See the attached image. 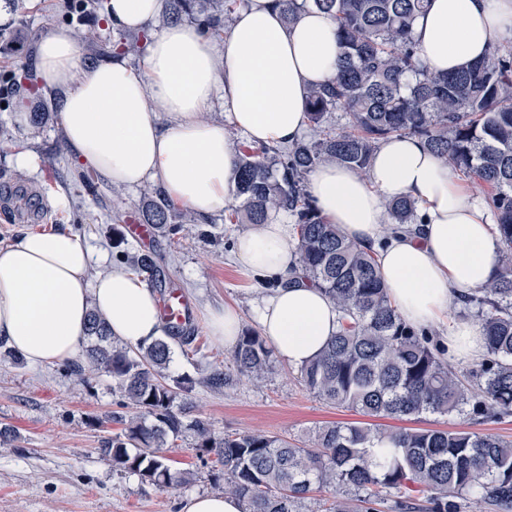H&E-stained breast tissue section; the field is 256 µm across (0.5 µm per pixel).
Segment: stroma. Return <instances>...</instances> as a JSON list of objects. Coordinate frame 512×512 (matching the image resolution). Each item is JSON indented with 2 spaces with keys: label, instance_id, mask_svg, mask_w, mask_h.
I'll list each match as a JSON object with an SVG mask.
<instances>
[{
  "label": "stroma",
  "instance_id": "obj_1",
  "mask_svg": "<svg viewBox=\"0 0 512 512\" xmlns=\"http://www.w3.org/2000/svg\"><path fill=\"white\" fill-rule=\"evenodd\" d=\"M0 8L8 14L0 22L1 34L20 28L28 35L19 57L0 56V244L25 230L67 226L92 248L93 276L125 265L127 256L151 252L165 272L167 288L181 290L194 312L189 328L194 340L176 350L169 372L196 378L190 398L216 435L262 432L299 439L320 425L356 420V413L315 397L301 382L298 367L278 358L262 384L243 379L220 390L205 384V376L223 367L230 353L209 332V309L236 305L243 326L257 328L256 309L275 286L246 271L233 254L245 225L225 223L218 211L197 217L177 237L158 233L144 245L128 237L114 246L112 228L126 229L128 219L139 213L144 191L112 184L79 163L62 140L57 102L34 94L32 74L37 44L51 30L95 31V41L80 45L83 58L93 60L111 57L127 34L108 24L105 0H89L81 21L66 14L59 0H0ZM23 100L39 101L47 112L41 129L15 126L12 116ZM19 151L32 155L33 166L13 164ZM121 401L107 376L80 378L58 363L18 366L0 358V428L15 435L10 444L0 445V512H180L185 498L217 493L203 452L189 436L165 450L172 470L189 472L184 484L161 490L113 471L98 448L103 438L121 430L114 420L123 411ZM93 417L99 425H90ZM415 424L488 432L512 441V415L494 422L426 415Z\"/></svg>",
  "mask_w": 512,
  "mask_h": 512
}]
</instances>
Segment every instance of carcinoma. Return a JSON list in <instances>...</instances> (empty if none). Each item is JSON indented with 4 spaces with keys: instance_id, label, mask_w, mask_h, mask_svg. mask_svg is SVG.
Listing matches in <instances>:
<instances>
[{
    "instance_id": "carcinoma-1",
    "label": "carcinoma",
    "mask_w": 512,
    "mask_h": 512,
    "mask_svg": "<svg viewBox=\"0 0 512 512\" xmlns=\"http://www.w3.org/2000/svg\"><path fill=\"white\" fill-rule=\"evenodd\" d=\"M287 22L309 5L336 23L341 57L336 77L312 86L307 119L311 136L288 148L261 144L240 154L235 175L238 207L231 223L265 224L283 213L294 223L301 277L322 289L341 313L336 335L300 367L305 387L324 402L369 418L411 419L426 414H467L496 419L512 414V47L497 45L480 62L453 74H431L421 65L413 38L428 0H275ZM240 0H176V10L201 14L216 38ZM343 113L345 127L328 124ZM423 140L457 174L489 189L487 203L502 245L495 277L460 298L485 340L486 355L461 376L407 325L392 305L372 246L347 239L319 215L307 176L324 163L367 172L374 151L389 137ZM145 222L169 236L174 205L161 192L144 194ZM416 203L401 197L386 205V223L409 231ZM132 270L162 287L153 256L130 257ZM194 337L163 325L162 336L136 351L112 340L105 320L89 314L83 358L66 370L112 378L135 415L123 432L101 441L112 469L159 489L185 482L172 471L164 449L191 435L210 457L215 482L237 496L243 512H302L310 493L342 489L329 512H378L375 505L410 483L421 500H393V512H460L461 502L486 503L512 512V442L489 433L404 428L382 430L363 422L325 425L300 443L249 432L218 436L195 414L186 394L197 380L169 376L172 345ZM272 350L246 328L230 363L203 378L221 389L245 378L264 382ZM381 448L377 459L371 449Z\"/></svg>"
}]
</instances>
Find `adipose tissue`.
Listing matches in <instances>:
<instances>
[{
	"instance_id": "adipose-tissue-1",
	"label": "adipose tissue",
	"mask_w": 512,
	"mask_h": 512,
	"mask_svg": "<svg viewBox=\"0 0 512 512\" xmlns=\"http://www.w3.org/2000/svg\"><path fill=\"white\" fill-rule=\"evenodd\" d=\"M166 8V0H106L112 28L147 33L139 66L118 53L82 63L69 31L58 28L37 45L36 77L44 93L58 94L64 141L81 164L131 189L158 182L172 202L207 216L230 202L237 154L202 113L219 98L249 141L295 143L306 127L309 87L336 75V24L313 7L289 24L274 0H247L215 43L183 20L154 29ZM509 31L512 0H429L413 27L423 65L439 74L479 61ZM309 192L324 222L361 245L381 235L388 200H414L421 222L388 239L378 273L408 325L446 324L455 359L484 354L478 327L443 317L460 295L492 279L500 243L483 197L460 185L443 158L418 138L393 137L380 143L366 174L325 164L312 173ZM236 256L278 281L258 308L276 355L295 366L315 357L336 334L340 313L322 290L296 278L290 225L275 218L242 233ZM91 263L90 249L64 226L0 246V340L31 364L59 363L76 353L93 309L129 348L161 336L144 279L119 266L93 277Z\"/></svg>"
}]
</instances>
